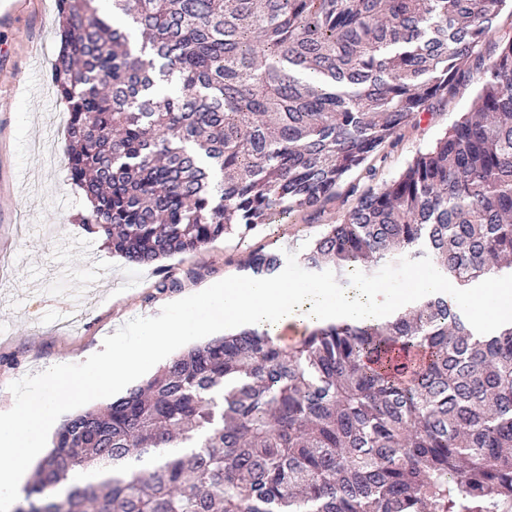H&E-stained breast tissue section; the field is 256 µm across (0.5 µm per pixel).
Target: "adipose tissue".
<instances>
[{
	"mask_svg": "<svg viewBox=\"0 0 512 512\" xmlns=\"http://www.w3.org/2000/svg\"><path fill=\"white\" fill-rule=\"evenodd\" d=\"M198 295L219 308L225 325L264 330L273 337L294 326L355 323L378 313L388 315L398 306L396 297L385 288L365 287L330 297L320 290L259 280L211 284Z\"/></svg>",
	"mask_w": 512,
	"mask_h": 512,
	"instance_id": "1",
	"label": "adipose tissue"
}]
</instances>
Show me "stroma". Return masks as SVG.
Here are the masks:
<instances>
[{
  "instance_id": "obj_1",
  "label": "stroma",
  "mask_w": 512,
  "mask_h": 512,
  "mask_svg": "<svg viewBox=\"0 0 512 512\" xmlns=\"http://www.w3.org/2000/svg\"><path fill=\"white\" fill-rule=\"evenodd\" d=\"M55 14L56 0H0V412L14 405L13 381L85 361L129 320L159 315L203 285L248 278L244 263L256 250L283 255L280 282L333 295L356 288L353 280L342 286L315 276L299 254L354 205L352 183L378 189L397 177L470 111L478 88L474 79L458 84L418 126L402 128L396 146L371 157L374 179L352 173L318 211L135 266L100 247L79 223L86 203L67 177V112L50 78L60 46ZM419 278L436 281L440 274L429 263L390 259L369 284L403 294Z\"/></svg>"
}]
</instances>
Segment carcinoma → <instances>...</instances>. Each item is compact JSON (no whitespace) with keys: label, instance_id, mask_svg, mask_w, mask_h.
<instances>
[{"label":"carcinoma","instance_id":"obj_1","mask_svg":"<svg viewBox=\"0 0 512 512\" xmlns=\"http://www.w3.org/2000/svg\"><path fill=\"white\" fill-rule=\"evenodd\" d=\"M57 0L80 224L129 264L316 211L473 76L464 114L299 256L345 281L423 258L458 291L512 278L509 0ZM273 251L251 275L271 280ZM31 512H494L512 502V326L444 289L288 345L242 329L67 416ZM103 475L69 484L77 473Z\"/></svg>","mask_w":512,"mask_h":512}]
</instances>
